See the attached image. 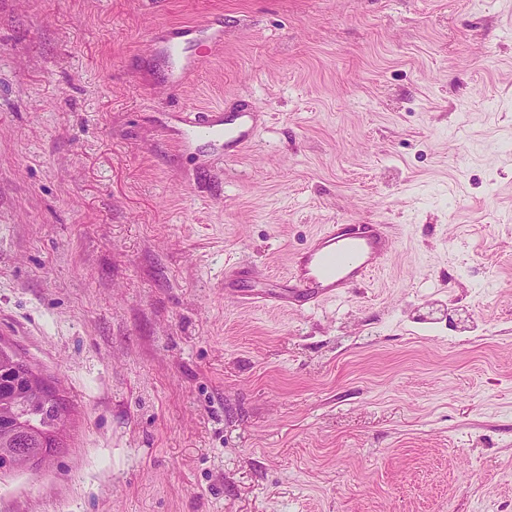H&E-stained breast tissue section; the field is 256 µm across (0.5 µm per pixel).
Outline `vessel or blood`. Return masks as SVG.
Here are the masks:
<instances>
[{
    "instance_id": "b4317fda",
    "label": "vessel or blood",
    "mask_w": 512,
    "mask_h": 512,
    "mask_svg": "<svg viewBox=\"0 0 512 512\" xmlns=\"http://www.w3.org/2000/svg\"><path fill=\"white\" fill-rule=\"evenodd\" d=\"M192 135L208 139L215 125L206 112H189ZM395 235L388 224H328L291 260L290 289L275 294L286 307L316 306L360 286L389 259Z\"/></svg>"
}]
</instances>
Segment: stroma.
<instances>
[{
	"mask_svg": "<svg viewBox=\"0 0 512 512\" xmlns=\"http://www.w3.org/2000/svg\"><path fill=\"white\" fill-rule=\"evenodd\" d=\"M325 224L396 249L234 299ZM0 340L66 406L0 512H512V0H0ZM210 118L208 112H188L185 113L184 121L196 139H210L216 126ZM389 224H327L291 260L292 287L275 294L285 307L316 306L357 288L389 259Z\"/></svg>",
	"mask_w": 512,
	"mask_h": 512,
	"instance_id": "obj_1",
	"label": "stroma"
}]
</instances>
